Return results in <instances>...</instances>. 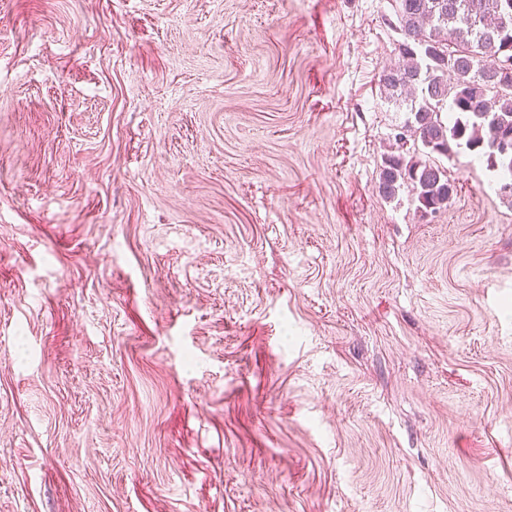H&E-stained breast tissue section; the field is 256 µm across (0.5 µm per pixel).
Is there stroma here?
Returning <instances> with one entry per match:
<instances>
[{
    "label": "stroma",
    "instance_id": "1",
    "mask_svg": "<svg viewBox=\"0 0 512 512\" xmlns=\"http://www.w3.org/2000/svg\"><path fill=\"white\" fill-rule=\"evenodd\" d=\"M389 0H0V512H512V205L378 192Z\"/></svg>",
    "mask_w": 512,
    "mask_h": 512
}]
</instances>
